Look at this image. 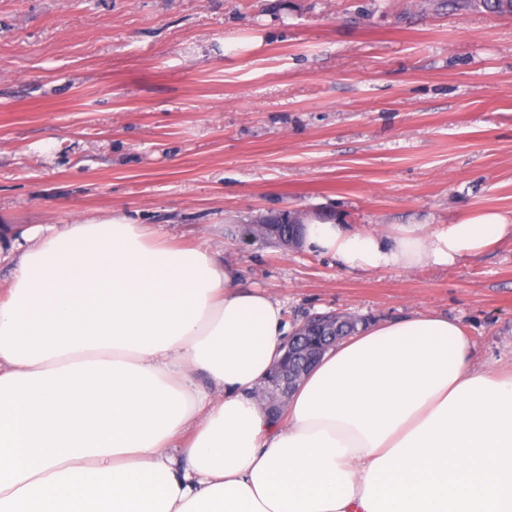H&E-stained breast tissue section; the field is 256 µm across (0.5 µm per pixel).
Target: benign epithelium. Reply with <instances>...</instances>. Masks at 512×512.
<instances>
[{"label": "benign epithelium", "mask_w": 512, "mask_h": 512, "mask_svg": "<svg viewBox=\"0 0 512 512\" xmlns=\"http://www.w3.org/2000/svg\"><path fill=\"white\" fill-rule=\"evenodd\" d=\"M286 220L273 221L266 218L250 228L261 233L263 238H276L285 246L298 245L301 242L303 225L296 224L288 231L282 228ZM343 340L336 335V315L326 314L314 321L301 325L292 336L288 337L284 356L274 365L269 381L280 393L277 405H266L272 414L281 412L291 390L302 377L304 368L312 365L331 347Z\"/></svg>", "instance_id": "1"}]
</instances>
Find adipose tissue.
Returning a JSON list of instances; mask_svg holds the SVG:
<instances>
[{
	"label": "adipose tissue",
	"mask_w": 512,
	"mask_h": 512,
	"mask_svg": "<svg viewBox=\"0 0 512 512\" xmlns=\"http://www.w3.org/2000/svg\"><path fill=\"white\" fill-rule=\"evenodd\" d=\"M512 238L486 212L426 233L314 220L347 268L447 265ZM0 512H512V375L437 314L330 349L271 418L254 391L290 328L207 246L126 218L0 246Z\"/></svg>",
	"instance_id": "adipose-tissue-1"
}]
</instances>
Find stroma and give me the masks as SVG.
<instances>
[{"mask_svg": "<svg viewBox=\"0 0 512 512\" xmlns=\"http://www.w3.org/2000/svg\"><path fill=\"white\" fill-rule=\"evenodd\" d=\"M512 215V14L440 0H0V233L124 217L207 244L298 326L457 320L512 372V240L350 269L238 235ZM281 221H272L270 217L263 219L257 225L247 224L251 229L261 233L264 239L276 238L284 246H294L301 242L303 224H293L294 229L288 232L287 229H283L281 224H287L285 214L281 215Z\"/></svg>", "mask_w": 512, "mask_h": 512, "instance_id": "1", "label": "stroma"}]
</instances>
